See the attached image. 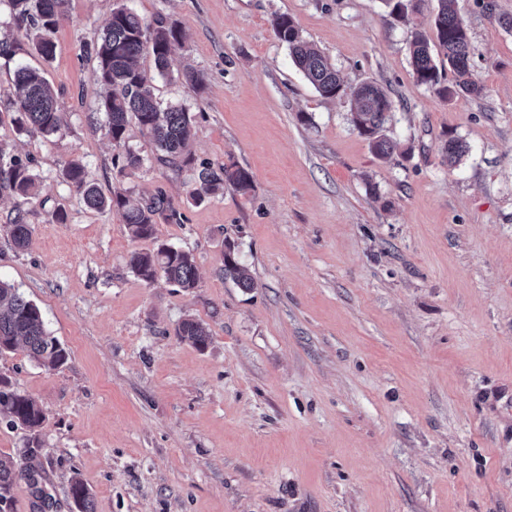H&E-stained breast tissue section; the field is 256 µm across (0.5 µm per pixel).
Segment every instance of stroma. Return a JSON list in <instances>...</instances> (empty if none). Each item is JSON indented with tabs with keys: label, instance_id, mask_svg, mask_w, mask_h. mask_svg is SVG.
Instances as JSON below:
<instances>
[{
	"label": "stroma",
	"instance_id": "35a3bbf8",
	"mask_svg": "<svg viewBox=\"0 0 512 512\" xmlns=\"http://www.w3.org/2000/svg\"><path fill=\"white\" fill-rule=\"evenodd\" d=\"M119 5L179 25L172 69L205 87L159 78L157 93L192 112L197 160L249 171L248 194L192 203L194 172L160 163L134 125L144 166L117 175L82 46ZM437 6L395 19L384 0H68L46 61L0 0V38L24 44L0 58V106L26 64L63 118L46 137L0 113V147L39 181L27 200L0 186V279L69 353L55 370L0 356L46 414L33 465L50 504L22 479L14 512H78L75 477L96 512H512V0H457L482 91L449 100L410 64ZM282 13L345 82L384 90L393 155L371 152L349 98L320 96L293 65ZM451 136L468 147L453 165ZM74 160L104 194L165 191L182 223L133 238L63 181ZM19 212L24 250L1 230ZM228 242L254 288L225 279ZM161 245L193 253L197 288L133 273L132 254ZM189 316L206 350L178 338Z\"/></svg>",
	"mask_w": 512,
	"mask_h": 512
}]
</instances>
